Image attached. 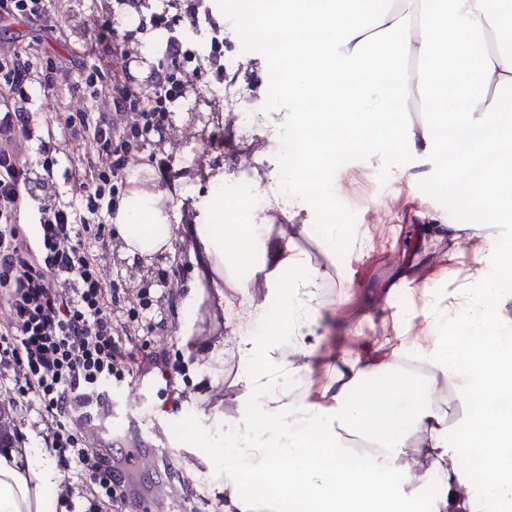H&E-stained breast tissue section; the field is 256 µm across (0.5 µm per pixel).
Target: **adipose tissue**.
<instances>
[{
    "label": "adipose tissue",
    "instance_id": "adipose-tissue-1",
    "mask_svg": "<svg viewBox=\"0 0 512 512\" xmlns=\"http://www.w3.org/2000/svg\"><path fill=\"white\" fill-rule=\"evenodd\" d=\"M243 29L261 36L267 56L280 58L291 104L312 99L317 111L303 112L300 137L289 155L295 191L277 178L253 180L258 196H274L283 209L298 207L306 193L323 195L326 174L337 157L384 147L389 153L436 151L442 180L459 185V201L483 224L512 221V111L503 108L512 91V0H246L239 12ZM409 112L433 113L421 130L407 128ZM165 191L150 177L128 189L115 214V238L128 263H151L156 255L188 244L195 278L178 291L183 309L206 294L224 295L223 221L231 214L223 196L201 203L209 223L172 224L160 207ZM251 225H239L237 247L249 272L278 290L284 307L316 302L317 275L289 279L298 258L287 231L270 239L261 264H253ZM485 289L479 313L420 351L421 362L449 373L462 363L466 379L458 389L465 414L449 424L436 404L430 382L408 375L384 397L356 395L362 378L396 373L394 359L345 364L321 390L320 401L294 406L277 375L296 371L282 357L267 359L247 328L261 308L241 300L229 335L198 348L203 366H223L227 351L251 360L248 382L257 393L255 414L269 431L290 429L294 450L280 465L273 449L259 447L256 463L223 468L224 512H408L417 481L399 462L404 440L416 439L439 476L434 512L448 507L470 512L460 491L481 484L512 512V467L500 465L501 449L512 447V411L497 409L512 400V336L500 334L491 306L500 290ZM360 428L380 450L350 466L337 446L341 429ZM0 447V512H66L67 492L52 449L42 438L9 434ZM480 459L472 467L470 459Z\"/></svg>",
    "mask_w": 512,
    "mask_h": 512
}]
</instances>
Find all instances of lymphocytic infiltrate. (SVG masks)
<instances>
[{
  "label": "lymphocytic infiltrate",
  "instance_id": "f902f5d3",
  "mask_svg": "<svg viewBox=\"0 0 512 512\" xmlns=\"http://www.w3.org/2000/svg\"><path fill=\"white\" fill-rule=\"evenodd\" d=\"M150 23L168 37L163 65L143 83L128 82L120 57L98 54V46L119 40L101 16L92 21L96 44L83 49L96 61L80 82L68 83L46 64L42 90L82 93L92 107L56 116L57 132L44 138L30 108L33 63L11 45L0 46V305L9 311L0 324V371L11 372L14 387L30 396L47 445L75 465L101 503L126 502L137 475L117 466L111 449L88 447L85 431L107 412L113 384L132 374L138 351L152 342L123 352L90 248L105 240L133 149L163 134L170 104L201 72L184 26L210 31L208 69L214 81L224 79V26L205 0H167ZM73 141L90 145L85 164L64 172L73 202L62 203L54 191L30 198L33 181L53 178L64 144ZM26 206L35 215L31 227L20 222Z\"/></svg>",
  "mask_w": 512,
  "mask_h": 512
}]
</instances>
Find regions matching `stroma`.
Returning a JSON list of instances; mask_svg holds the SVG:
<instances>
[{"mask_svg":"<svg viewBox=\"0 0 512 512\" xmlns=\"http://www.w3.org/2000/svg\"><path fill=\"white\" fill-rule=\"evenodd\" d=\"M215 10L224 15V57L234 61L235 72L246 75L237 97L241 104L261 110L275 109L276 131L260 129L251 140L239 141L224 118L225 95L188 89L170 113L175 130L169 143L153 142L138 150L131 171L147 166L151 155L167 157V178L198 177L203 170L223 169V183L199 179L198 196L223 194L225 202L248 199L249 180L240 176V154H247L260 174L287 170L283 155L269 148L271 139L291 146L297 137L298 110L281 106L267 81V59L257 46L239 36L238 13L226 0H216ZM94 15L107 16L118 33H126L137 18L117 0H67L56 30L43 21L0 20V40L11 42L28 55L34 67L54 60L69 81L80 80L89 58L74 55L81 44L85 23ZM161 38L149 47L125 41L126 77L141 83L162 62ZM439 174L433 154L393 155L378 147L344 156L329 171L328 206L306 196L299 208L274 211L268 201L250 202L240 215L244 224H284L303 270L319 272L325 299L316 307L282 311L275 290L260 278L250 282L255 303L266 305L251 327L254 340L313 350L314 384L329 383L338 367L350 359L370 360L387 354L416 360L419 348L431 347L447 336L475 307L479 291L493 284L500 272L481 264L493 242L512 241V223L494 224L474 235L468 212L455 209L450 196L437 192ZM337 225L336 240L324 243V225ZM426 224H455L456 236L433 239L420 228ZM93 253L108 280L117 289V311L137 303L131 268L111 246H95ZM479 269L475 289L463 285L471 269ZM238 288L229 286L223 299L205 296L201 303L182 312L155 303L151 315L156 325L153 349L182 361L184 371L174 374L166 393L151 391L144 401H127L117 409L112 423L88 439L101 447L155 448L159 454L148 477L158 490L159 512H215L224 499L221 481L212 473L224 458L246 456L249 449L287 445V437L273 438L253 410L256 401L246 378L250 361L228 357L224 364V404L214 408L208 395L211 378L197 366V344L226 336V316L236 307ZM326 329L328 339L316 344L315 326Z\"/></svg>","mask_w":512,"mask_h":512,"instance_id":"stroma-1","label":"stroma"}]
</instances>
